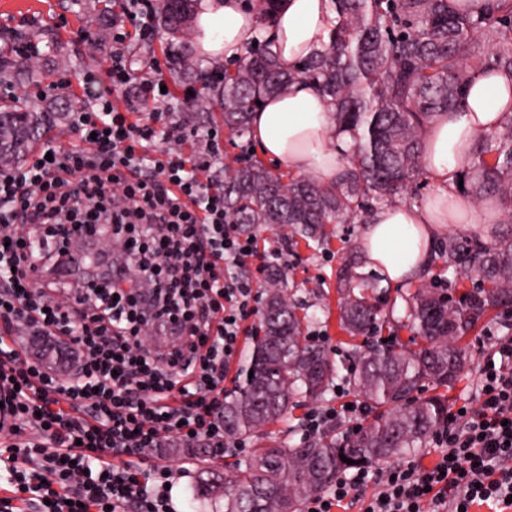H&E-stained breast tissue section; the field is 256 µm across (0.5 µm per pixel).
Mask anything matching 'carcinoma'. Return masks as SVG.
Wrapping results in <instances>:
<instances>
[{
    "label": "carcinoma",
    "instance_id": "1",
    "mask_svg": "<svg viewBox=\"0 0 512 512\" xmlns=\"http://www.w3.org/2000/svg\"><path fill=\"white\" fill-rule=\"evenodd\" d=\"M196 0H157L155 18L170 42L183 41ZM336 25L330 41L301 66L282 68L267 39L257 42L246 61L224 76L211 92L180 102L194 126L212 114V95L224 99L222 121L235 136L249 129L256 101L308 81L331 100L338 133L352 143L348 165L332 184L303 176L283 183L254 160L224 174L225 208L238 224H277L306 239H324L326 224H364L375 205L407 194L420 176L422 132L449 111L479 73L512 72V0H487L475 12L464 0H333ZM102 31L112 23V0H94ZM33 35L46 41L36 60L14 40L0 44V75L20 83L44 77L47 64H59L62 47L41 27ZM202 64L189 46L173 58L172 70L197 78ZM83 102L62 107L3 105L0 109V165H13L36 147L45 123H66ZM463 189L474 199L494 198L512 221V113L477 138L462 171ZM448 265L488 283L462 297L420 289L411 317L423 345L399 350L378 341L357 353L350 379L379 412L350 437L330 430L292 448L272 445L224 475V512H299L343 471L406 457L425 447L428 437L448 423V397L421 395L426 386L451 388L466 366L457 345L485 313L512 304V238L471 249L448 237L439 250ZM353 265L339 272V321L351 336L378 325L377 306L352 287ZM263 335L242 371L237 390L224 397V434L246 438L279 419L298 399H322L337 369L324 349L303 336L294 295L280 286L279 273L267 274ZM346 457L355 461L348 465ZM214 485L199 479L191 498L216 500Z\"/></svg>",
    "mask_w": 512,
    "mask_h": 512
}]
</instances>
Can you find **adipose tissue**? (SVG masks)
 Here are the masks:
<instances>
[{
    "label": "adipose tissue",
    "instance_id": "adipose-tissue-1",
    "mask_svg": "<svg viewBox=\"0 0 512 512\" xmlns=\"http://www.w3.org/2000/svg\"><path fill=\"white\" fill-rule=\"evenodd\" d=\"M336 24L332 0H280L267 31L282 67L299 64L323 49ZM259 12L244 0H198L193 21L197 55L219 67L240 60L260 33ZM512 111V74L477 75L454 111L439 115L423 132L421 163L433 187L421 205L375 209L357 239L368 266L385 283L418 276L442 228L481 224L495 235L497 214L476 205L458 187L478 133L497 127ZM329 98L304 82L267 98L250 117L251 137L263 157L285 173H312L332 182L341 150L331 139Z\"/></svg>",
    "mask_w": 512,
    "mask_h": 512
}]
</instances>
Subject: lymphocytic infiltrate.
I'll return each mask as SVG.
<instances>
[{
  "mask_svg": "<svg viewBox=\"0 0 512 512\" xmlns=\"http://www.w3.org/2000/svg\"><path fill=\"white\" fill-rule=\"evenodd\" d=\"M151 0H125L112 22V64L79 79L77 145L46 144L49 160L0 167V512H176L169 486L186 467L148 459L164 441L205 440L214 453L247 445L224 434L214 407L237 359L244 324L259 314L247 269L254 237L224 207L210 172L220 136L178 151L181 122L163 74L139 78L126 48L153 25ZM138 83L147 119L113 95ZM123 247L117 268L99 238ZM78 305L57 296L73 281ZM66 342L76 373L62 379L17 348L19 327ZM171 335L163 348L147 330ZM312 410L304 433L335 425L354 435L360 401ZM436 461L367 466L339 475L303 512H335L371 489L362 512H495L512 507V336H489L475 403L432 435Z\"/></svg>",
  "mask_w": 512,
  "mask_h": 512,
  "instance_id": "lymphocytic-infiltrate-1",
  "label": "lymphocytic infiltrate"
}]
</instances>
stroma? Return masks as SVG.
<instances>
[{"instance_id": "35a3bbf8", "label": "stroma", "mask_w": 512, "mask_h": 512, "mask_svg": "<svg viewBox=\"0 0 512 512\" xmlns=\"http://www.w3.org/2000/svg\"><path fill=\"white\" fill-rule=\"evenodd\" d=\"M35 21L51 29L54 38L63 45L75 62L74 67L62 68L51 74V81L73 79L85 73L88 68L80 65L79 60L89 54L97 58L91 68L94 71H101L111 65V43H92L95 26L85 13L74 6L73 0H43L40 14L32 20L0 13V35L29 29ZM326 231L329 240L320 244L303 239L296 243L289 242L286 231L275 226L260 224L247 229L248 234L256 237L260 253L282 252L286 261L281 268L283 284L304 305L305 331L317 330L324 334V347L338 369L342 370L349 364V355L363 346L361 338L349 337L341 331L336 307L337 274L344 259L357 254L356 241L361 227L357 224H330ZM357 271L374 284L381 312L389 322L391 335L397 337L400 347L408 350L413 347L412 332L407 321L411 293L421 288H444L451 282L461 292L473 287L471 279L456 270L443 267L439 262L428 265L415 279L397 286L384 284L381 276L368 268L366 263H359ZM508 332L512 333V310L496 309L490 311L474 330L460 340L459 345L464 349L469 363L448 394L450 409L454 410L464 403L476 401L483 341L487 334L502 335ZM314 407V402H305L289 410L280 420L260 428L248 438V452L252 453L272 444L287 448L300 444L306 415Z\"/></svg>"}]
</instances>
